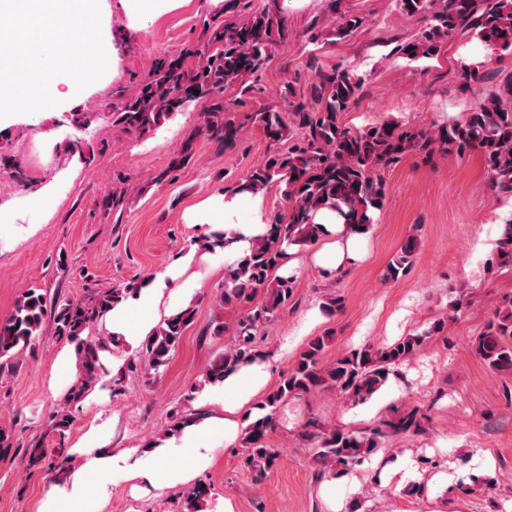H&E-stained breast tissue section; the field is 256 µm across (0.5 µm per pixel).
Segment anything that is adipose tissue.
Masks as SVG:
<instances>
[{
	"instance_id": "obj_1",
	"label": "adipose tissue",
	"mask_w": 512,
	"mask_h": 512,
	"mask_svg": "<svg viewBox=\"0 0 512 512\" xmlns=\"http://www.w3.org/2000/svg\"><path fill=\"white\" fill-rule=\"evenodd\" d=\"M262 208L261 196L246 199L228 192L220 211L202 209L201 221L206 232H225L228 242L223 253L235 258L249 249L253 237L264 232ZM316 221L327 232V242L317 253L316 263L323 277L340 276L360 258L362 238L350 233L335 212H320ZM194 264L195 255L190 252L177 265L148 279L134 296L101 317L100 326L105 334L124 337L130 347H137L162 317L171 314L179 298L200 288ZM269 380L267 365L260 362L208 386L201 402L212 406L213 414L159 440L155 447L140 455L103 452L91 447L90 436H83L75 445L81 456L79 465L70 471L64 485L48 489L42 512H100L98 498L89 491L95 479L116 477L144 491H166L190 484L211 462V451L205 447L204 438L218 434L225 444H233L243 426V417L255 412V400Z\"/></svg>"
}]
</instances>
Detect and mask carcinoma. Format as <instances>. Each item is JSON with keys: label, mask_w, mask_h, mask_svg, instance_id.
Segmentation results:
<instances>
[{"label": "carcinoma", "mask_w": 512, "mask_h": 512, "mask_svg": "<svg viewBox=\"0 0 512 512\" xmlns=\"http://www.w3.org/2000/svg\"><path fill=\"white\" fill-rule=\"evenodd\" d=\"M398 10L421 16L425 25L405 45L401 54L410 61L440 55L443 44L458 35L477 39L487 50L512 51V0H396ZM365 19L341 14L327 22L330 36L348 38ZM288 36L281 17L262 8L222 24L204 23V37L176 56L153 61L147 79L134 91L122 95L112 107V125L143 134L175 118L197 104L202 105V130L221 147L236 143L249 125L259 126L272 142L290 141L287 151L273 150L264 163L232 183L238 193L257 194L272 186L279 189L282 206L267 220L265 234L250 253L224 266V285L216 297L221 312L247 311L237 320V340L216 356L201 374L198 388L224 379V374L249 364L262 354L257 342L260 332L273 323L288 306L294 292V278L277 274L288 258L287 249L303 250L322 236L314 217L330 209L344 218L353 231L369 232L374 214L385 199L381 172L398 163L405 154H431L435 150L463 156L483 155L492 188L512 198V75L491 90L484 89L494 79L463 68L461 88L474 91V102L460 119L421 127L394 119L378 121L360 130L342 123V117L356 103L364 78L337 65L330 69L312 67L309 95H299L292 84L281 90L283 109L236 112L241 96L256 85L271 59L272 46ZM238 90L229 98L226 91ZM195 135H190L169 163L154 177L161 182L193 157ZM418 247L409 238L388 262L383 279L394 281L414 264ZM488 265L512 266V219L500 227L496 250ZM142 283L102 288L85 305L75 304L42 288H28L16 300L13 310L0 321V378L19 366L21 357L35 348L43 324L50 318L58 335L74 344L81 373L69 400L84 397L102 376L103 353L120 344L115 337L90 334L92 323L101 314L134 295ZM263 300L254 303L258 293ZM191 305L164 319L133 354L128 367L139 363L145 375L155 379L168 366L184 331L193 323ZM445 322L403 336L386 346H365L324 362L333 341L329 333L313 337L283 373L274 389L258 403L259 414L248 419L239 438L244 466L258 476L274 468L279 453L269 447L268 438L276 425L279 408L291 399L334 391L350 405L369 400L387 382L396 368L417 355L427 341L438 335ZM472 349L494 374H512V296L503 297L477 336ZM425 414L418 407L403 406L372 429L348 430L327 426L315 419L305 424V436L315 448L308 462L319 473L339 478L375 455L385 439L415 436L423 430ZM72 415L61 406L49 418V433L62 442L69 435ZM28 466L43 467L62 479L68 470L66 449L47 452L38 446L25 450ZM209 495L204 487L182 494L175 512H203Z\"/></svg>", "instance_id": "1"}]
</instances>
